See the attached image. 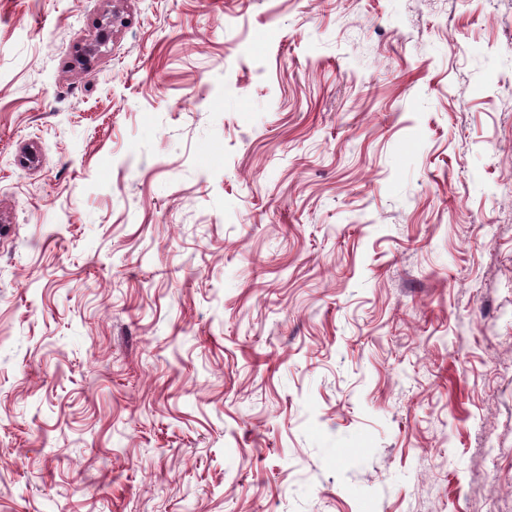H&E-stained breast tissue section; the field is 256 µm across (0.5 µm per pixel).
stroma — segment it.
Returning <instances> with one entry per match:
<instances>
[{"label":"stroma","instance_id":"35a3bbf8","mask_svg":"<svg viewBox=\"0 0 512 512\" xmlns=\"http://www.w3.org/2000/svg\"><path fill=\"white\" fill-rule=\"evenodd\" d=\"M0 512H512V0H0Z\"/></svg>","mask_w":512,"mask_h":512}]
</instances>
